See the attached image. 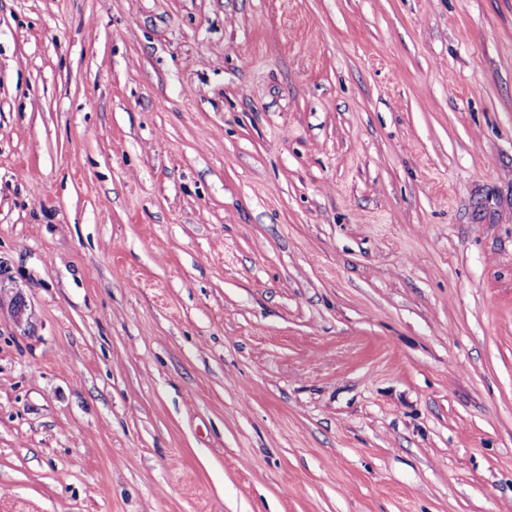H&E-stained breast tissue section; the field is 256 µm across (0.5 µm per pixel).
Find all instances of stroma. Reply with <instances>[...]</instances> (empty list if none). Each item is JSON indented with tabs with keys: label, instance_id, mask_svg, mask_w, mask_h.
<instances>
[{
	"label": "stroma",
	"instance_id": "35a3bbf8",
	"mask_svg": "<svg viewBox=\"0 0 512 512\" xmlns=\"http://www.w3.org/2000/svg\"><path fill=\"white\" fill-rule=\"evenodd\" d=\"M0 263V512H512V0H0Z\"/></svg>",
	"mask_w": 512,
	"mask_h": 512
}]
</instances>
